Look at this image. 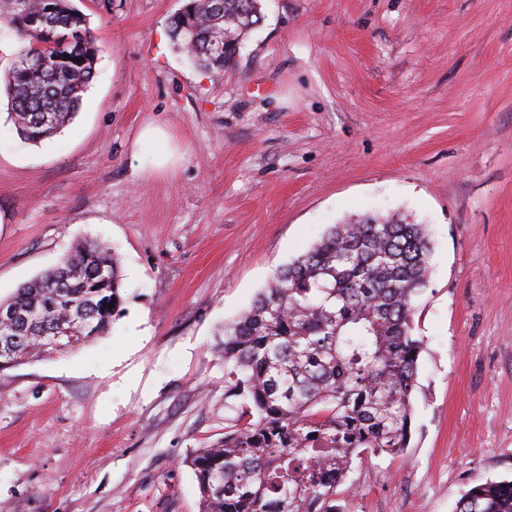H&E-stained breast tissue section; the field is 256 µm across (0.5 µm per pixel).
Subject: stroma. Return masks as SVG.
<instances>
[{"label": "stroma", "mask_w": 512, "mask_h": 512, "mask_svg": "<svg viewBox=\"0 0 512 512\" xmlns=\"http://www.w3.org/2000/svg\"><path fill=\"white\" fill-rule=\"evenodd\" d=\"M98 46L73 122L21 139L0 88V299L78 239L123 311L0 371V512H200L187 461L224 438L217 331L328 225H427L415 421L348 512H454L512 479V0H263L232 69L168 36L183 0H75ZM181 155L156 170L147 123Z\"/></svg>", "instance_id": "stroma-1"}]
</instances>
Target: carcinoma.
Masks as SVG:
<instances>
[{
    "instance_id": "cac0c4a2",
    "label": "carcinoma",
    "mask_w": 512,
    "mask_h": 512,
    "mask_svg": "<svg viewBox=\"0 0 512 512\" xmlns=\"http://www.w3.org/2000/svg\"><path fill=\"white\" fill-rule=\"evenodd\" d=\"M222 2L218 13L213 0H185L168 21L175 48L211 75L264 18L261 0ZM2 32L19 43L5 76L9 116L37 144L77 115L95 76V38L73 0H0ZM215 42L224 54L210 52ZM38 47L48 66L24 64ZM431 252L424 225L395 214L333 224L224 324V443L189 460L201 512H338L355 494L356 464L409 447L423 346L412 324ZM121 289L112 247L79 241L0 308L19 317L15 336L30 359L48 353L42 336L80 317L108 333ZM455 512H512V480L471 487Z\"/></svg>"
}]
</instances>
